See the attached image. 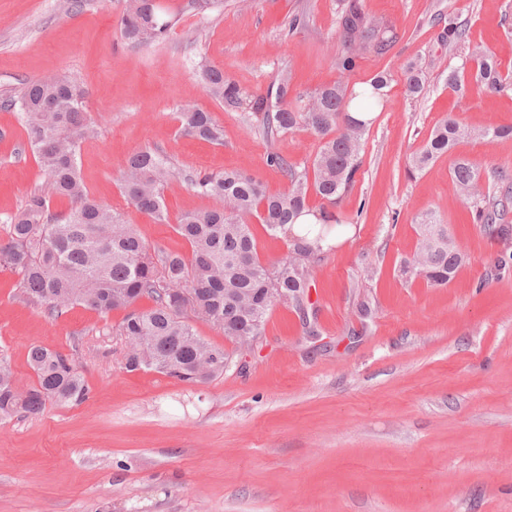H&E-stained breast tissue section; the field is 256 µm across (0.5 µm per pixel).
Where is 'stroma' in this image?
<instances>
[{
    "label": "stroma",
    "instance_id": "1",
    "mask_svg": "<svg viewBox=\"0 0 512 512\" xmlns=\"http://www.w3.org/2000/svg\"><path fill=\"white\" fill-rule=\"evenodd\" d=\"M338 0H232L186 16L166 45L135 48L120 37L123 0H0V98L24 83L65 74L84 91L97 138L82 143L91 195L124 214L152 247L186 251L174 218L211 199L175 181L165 191L170 223L157 224L123 196L119 175L151 149L183 172L242 169L267 191L287 182L266 156L311 163L318 141L300 129L267 142L203 91L209 62L242 88L266 90L290 67L299 89L336 80L327 64L339 42ZM401 34L385 56H367L352 76L385 71V105L366 136L361 174L341 201V226L310 289L305 335L293 309L273 308L259 346L233 355L224 375L183 382L126 371L117 333L124 313L81 306L53 319L27 302L18 277L0 267V353L19 387L31 384V345L68 355L90 393L77 405L47 404L0 424V512H512V253L474 222L450 169L456 157L512 170V140H466L426 169L409 155L446 117L465 125L512 124V91L448 86L465 46L443 47L440 18L467 26L502 73H512V0H363ZM306 27L285 34L296 12ZM203 28L184 60L187 30ZM429 62L426 88L410 98L405 65ZM195 103L224 127L223 145L178 134L176 113ZM16 112L0 108V239L4 221L45 185ZM434 213L465 256L445 287L408 280L401 262L417 224ZM374 277H367V268ZM368 300L370 318L355 307Z\"/></svg>",
    "mask_w": 512,
    "mask_h": 512
}]
</instances>
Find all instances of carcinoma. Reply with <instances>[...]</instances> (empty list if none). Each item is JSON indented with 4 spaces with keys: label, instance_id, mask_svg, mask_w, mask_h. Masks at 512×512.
I'll return each instance as SVG.
<instances>
[{
    "label": "carcinoma",
    "instance_id": "1",
    "mask_svg": "<svg viewBox=\"0 0 512 512\" xmlns=\"http://www.w3.org/2000/svg\"><path fill=\"white\" fill-rule=\"evenodd\" d=\"M213 0H125L120 34L132 47H151L169 40L188 14L199 15ZM338 35L341 49L328 65L337 79L313 90L294 88L288 69H281L266 92L248 91L224 75V69L206 65L201 70L205 94L238 112L270 142L299 128L319 140L311 164L288 161L275 151L269 166L288 181V189L270 194L253 175L238 169L211 173L178 172L160 153L145 149L131 154L119 177L127 200L156 223H169L165 189L175 180L215 202L211 208L186 212L175 224L189 252L152 250L123 214L92 198L80 175V144L97 136V126L84 110L83 90L68 78L50 75L30 81L0 107L16 109L27 141L47 176L46 185L33 192L24 206L6 220L7 243L0 245V266L19 276L18 288L26 301L58 318L80 305L106 314L124 310L118 325L126 341L125 368L140 369L188 382H206L224 374L230 355L198 335L194 323H207L223 332L238 349H253L264 334L271 310L291 306L308 316L309 289L324 260L323 242L340 223L333 211L360 175L364 137L371 121L359 120L351 109L373 112L384 106L390 75L379 72L358 87L351 75L368 55L388 54L400 39L397 27L367 13L363 0H339ZM438 39L450 48L466 43L465 25L448 20ZM477 63L476 80L489 93L512 88L486 49L468 47ZM420 61L403 72L405 92L415 98L425 88ZM182 135L213 144L224 143V127L196 104L179 109ZM512 138V125L495 128L468 126L448 116L431 131L426 143L410 156L408 171H420L468 139ZM461 202L490 236H512V224L503 223L504 199L485 188L499 183L504 172L484 175L468 159L458 157L450 171ZM322 201L319 211L308 207L309 195ZM68 199L72 207L62 218L49 213L48 198ZM317 219L315 230L294 231L302 214ZM256 220L267 235L286 240L283 257L264 262L251 229ZM418 243L399 272L432 286L453 280L464 255L448 226L431 213L418 224ZM150 308L137 310L142 300ZM27 364L34 375L25 390L16 384L9 360L0 356V421L18 413L36 415L48 403L79 404L90 392L68 355L32 346Z\"/></svg>",
    "mask_w": 512,
    "mask_h": 512
}]
</instances>
